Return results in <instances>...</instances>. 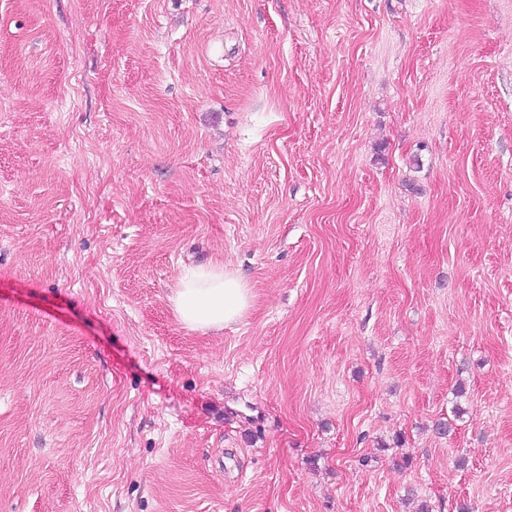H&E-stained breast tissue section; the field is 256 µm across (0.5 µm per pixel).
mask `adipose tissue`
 <instances>
[{
    "mask_svg": "<svg viewBox=\"0 0 512 512\" xmlns=\"http://www.w3.org/2000/svg\"><path fill=\"white\" fill-rule=\"evenodd\" d=\"M251 298L248 283L217 261L180 277L172 303L179 322L188 329L220 331L242 318Z\"/></svg>",
    "mask_w": 512,
    "mask_h": 512,
    "instance_id": "adipose-tissue-1",
    "label": "adipose tissue"
}]
</instances>
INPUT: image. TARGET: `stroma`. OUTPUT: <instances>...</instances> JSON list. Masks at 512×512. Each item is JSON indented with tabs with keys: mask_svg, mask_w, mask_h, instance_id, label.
Listing matches in <instances>:
<instances>
[{
	"mask_svg": "<svg viewBox=\"0 0 512 512\" xmlns=\"http://www.w3.org/2000/svg\"><path fill=\"white\" fill-rule=\"evenodd\" d=\"M422 503L512 512V0H0V512ZM251 298L248 283L217 261L180 277L171 300L179 322L188 329L222 331L242 318Z\"/></svg>",
	"mask_w": 512,
	"mask_h": 512,
	"instance_id": "obj_1",
	"label": "stroma"
}]
</instances>
